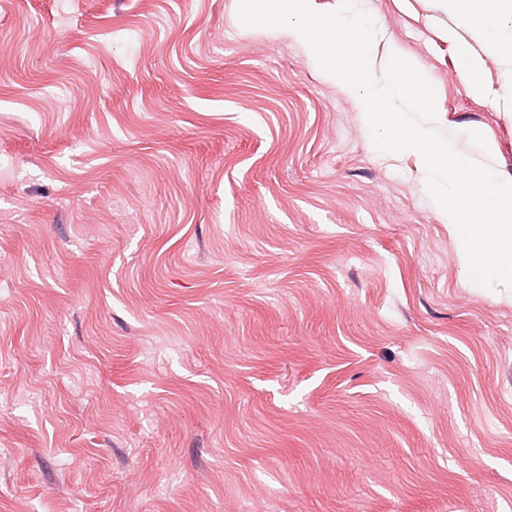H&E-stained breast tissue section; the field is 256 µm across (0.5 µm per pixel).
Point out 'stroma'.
<instances>
[{
  "label": "stroma",
  "mask_w": 512,
  "mask_h": 512,
  "mask_svg": "<svg viewBox=\"0 0 512 512\" xmlns=\"http://www.w3.org/2000/svg\"><path fill=\"white\" fill-rule=\"evenodd\" d=\"M460 154L512 67L363 0ZM235 0H0V512H512V290ZM449 38L459 41L458 64L459 69L466 76V86L472 93L481 94L485 90L482 70L478 61V54L470 43L459 39L454 29L448 30Z\"/></svg>",
  "instance_id": "obj_1"
}]
</instances>
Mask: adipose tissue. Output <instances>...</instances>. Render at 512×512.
<instances>
[{
  "instance_id": "obj_1",
  "label": "adipose tissue",
  "mask_w": 512,
  "mask_h": 512,
  "mask_svg": "<svg viewBox=\"0 0 512 512\" xmlns=\"http://www.w3.org/2000/svg\"><path fill=\"white\" fill-rule=\"evenodd\" d=\"M455 6L457 26L449 30L448 36L458 39V64L466 76L470 92L480 94L485 90L482 70L476 53L477 48L495 50L500 57L512 59V27L499 26L495 18L498 13H512V0H452ZM477 34L480 45L472 47L467 41L459 40V30Z\"/></svg>"
}]
</instances>
